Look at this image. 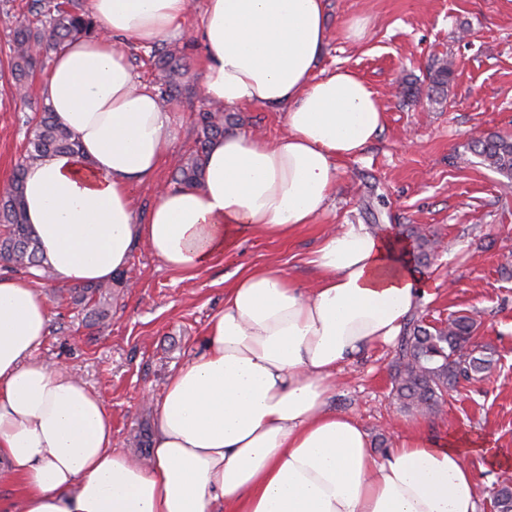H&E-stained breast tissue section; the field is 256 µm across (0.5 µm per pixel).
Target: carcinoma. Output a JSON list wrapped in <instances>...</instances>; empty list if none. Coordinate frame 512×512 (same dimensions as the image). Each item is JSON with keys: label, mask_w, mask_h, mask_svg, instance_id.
<instances>
[{"label": "carcinoma", "mask_w": 512, "mask_h": 512, "mask_svg": "<svg viewBox=\"0 0 512 512\" xmlns=\"http://www.w3.org/2000/svg\"><path fill=\"white\" fill-rule=\"evenodd\" d=\"M33 12L45 20L33 26L20 18L14 21V40L10 55V72L15 92L23 96L27 81L39 58L60 52L71 42L96 34V24L75 0H33ZM157 68L163 72L157 96L168 103L177 95L179 65L177 53L155 50ZM453 76L452 64L445 59L434 65L432 82L440 87ZM30 135L19 157L11 185L0 196V267L19 272L35 281H45L50 271L39 257L37 239L27 223L24 204V177L28 167L43 157L57 152H80L79 141L58 121L49 108L28 119ZM200 137L195 151L184 158L176 169L173 182L179 188L202 186L205 158L212 140L224 136V113H199ZM469 150L481 164L512 182V136L488 134L472 138ZM413 242L415 261L427 266L436 256L437 244L415 227L405 229ZM116 282L78 285L72 288V299L94 316L97 322L109 315L113 286ZM477 321L466 315L430 325L411 318L398 339L395 361L391 368L393 391L403 410L411 414H432L445 403L448 390L460 381L490 373L492 355L471 349ZM495 512H512V481L505 479L494 495Z\"/></svg>", "instance_id": "obj_1"}]
</instances>
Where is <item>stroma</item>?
I'll list each match as a JSON object with an SVG mask.
<instances>
[{
  "instance_id": "stroma-1",
  "label": "stroma",
  "mask_w": 512,
  "mask_h": 512,
  "mask_svg": "<svg viewBox=\"0 0 512 512\" xmlns=\"http://www.w3.org/2000/svg\"><path fill=\"white\" fill-rule=\"evenodd\" d=\"M331 38L319 67H348L376 92L384 125L355 158L341 161L336 189L317 223L288 238L260 234L194 276L168 268L145 243H137L123 277L127 288L112 299L105 324L88 325L68 286L43 288L50 322L38 358L60 365L99 394L112 413V446L149 447L166 379L203 350L210 319L224 308V290L249 269L274 266L298 286L313 287L306 263L326 226L378 224L399 234L420 226L444 242L418 273L432 288L416 310L437 324L467 314L477 323L476 342L492 352L491 373L460 382L435 415L405 414L393 394L390 371L395 345H372L337 376L332 408L353 416L367 431L375 455L415 427L442 438L470 432L512 455V184L485 168L468 144L487 134L512 136V0H327ZM362 19V38H346L349 20ZM179 47L181 91L172 101L177 136L154 183L134 194L145 220L159 187L198 138L197 119L210 103L199 93L205 51L199 40L170 38ZM447 56L453 78L430 82L437 57ZM40 63L27 99L0 78V194L9 187L27 140L26 120L42 109ZM228 134L274 139L284 129L279 109L245 105L225 109Z\"/></svg>"
}]
</instances>
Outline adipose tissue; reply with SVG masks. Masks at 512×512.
Listing matches in <instances>:
<instances>
[{"label":"adipose tissue","instance_id":"adipose-tissue-1","mask_svg":"<svg viewBox=\"0 0 512 512\" xmlns=\"http://www.w3.org/2000/svg\"><path fill=\"white\" fill-rule=\"evenodd\" d=\"M189 10L190 0H90L96 35L51 64L44 101L82 150L30 167L25 204L59 283L109 281L139 240L192 275L248 232L294 235L322 215L338 161L383 130L376 94L355 71H316L326 0H204L194 32L203 96L282 109L285 131L214 140L202 187L160 191L138 222L132 196L155 180L175 129L124 48L183 34ZM307 263L310 296L269 266L226 288L205 351L163 387L144 457L113 450L104 400L37 358L46 296L28 278H0V470L20 498L0 512H477L471 459L512 462L489 440L408 428L377 458L364 428L328 407L342 366L399 336L427 293L406 245L345 224Z\"/></svg>","mask_w":512,"mask_h":512}]
</instances>
